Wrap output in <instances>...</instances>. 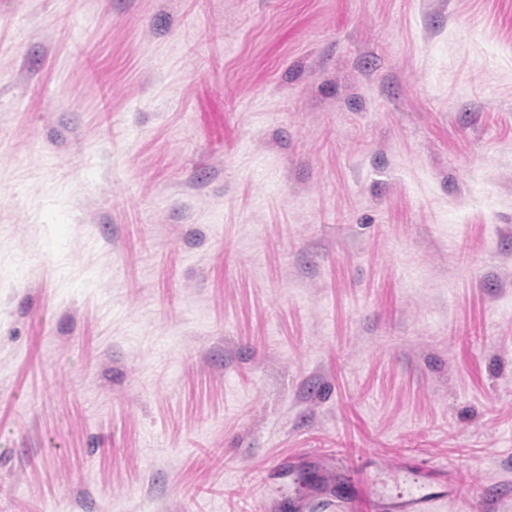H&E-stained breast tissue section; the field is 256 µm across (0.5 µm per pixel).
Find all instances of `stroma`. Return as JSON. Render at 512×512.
<instances>
[{"label": "stroma", "mask_w": 512, "mask_h": 512, "mask_svg": "<svg viewBox=\"0 0 512 512\" xmlns=\"http://www.w3.org/2000/svg\"><path fill=\"white\" fill-rule=\"evenodd\" d=\"M362 455L512 512V0H0V512Z\"/></svg>", "instance_id": "1"}]
</instances>
